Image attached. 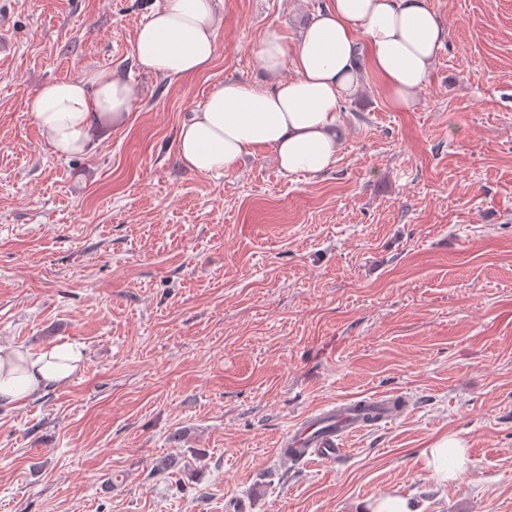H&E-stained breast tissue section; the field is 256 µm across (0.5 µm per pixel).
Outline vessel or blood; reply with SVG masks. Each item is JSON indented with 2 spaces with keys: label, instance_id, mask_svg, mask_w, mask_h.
<instances>
[{
  "label": "vessel or blood",
  "instance_id": "vessel-or-blood-1",
  "mask_svg": "<svg viewBox=\"0 0 512 512\" xmlns=\"http://www.w3.org/2000/svg\"><path fill=\"white\" fill-rule=\"evenodd\" d=\"M400 415L390 397L334 402L299 416L279 440L275 454L286 462H333L343 456L346 439L367 427L393 422Z\"/></svg>",
  "mask_w": 512,
  "mask_h": 512
}]
</instances>
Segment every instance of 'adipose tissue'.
Here are the masks:
<instances>
[{
    "label": "adipose tissue",
    "mask_w": 512,
    "mask_h": 512,
    "mask_svg": "<svg viewBox=\"0 0 512 512\" xmlns=\"http://www.w3.org/2000/svg\"><path fill=\"white\" fill-rule=\"evenodd\" d=\"M218 2L163 0L137 33L139 64L165 76L206 71L216 53ZM447 35L429 0H326L295 47L279 30L265 32L256 51L263 81H224L182 120L177 158L205 175L234 170L266 149L287 175L330 170L342 148L340 106L361 91L366 69L382 78L393 107L414 111ZM132 99L120 74L100 69L43 86L32 119L53 154H83L127 122ZM83 361L81 347L68 342L37 350L0 345V410L66 386ZM429 454V477L438 486L471 461L465 442L450 434Z\"/></svg>",
    "instance_id": "obj_1"
}]
</instances>
